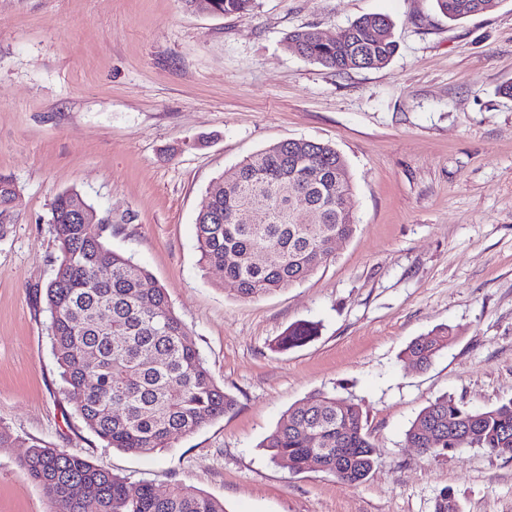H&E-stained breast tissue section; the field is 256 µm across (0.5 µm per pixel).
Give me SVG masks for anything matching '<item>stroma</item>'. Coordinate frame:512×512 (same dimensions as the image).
<instances>
[{
  "label": "stroma",
  "mask_w": 512,
  "mask_h": 512,
  "mask_svg": "<svg viewBox=\"0 0 512 512\" xmlns=\"http://www.w3.org/2000/svg\"><path fill=\"white\" fill-rule=\"evenodd\" d=\"M383 14L398 51L338 73L289 32L336 35ZM512 0L451 22L435 0H255L245 17L183 0H0V175L17 195L0 235V512H59L20 468L38 444L129 483L182 484L226 512H512V458L407 447L447 394L512 399ZM286 139L332 144L351 174L353 235L304 281L244 300L199 264L195 219L216 178ZM80 192L112 221L109 245L165 288L237 405L151 457L85 428L51 351L45 286L55 196ZM318 336L279 352L293 323ZM440 327L427 368L404 360ZM360 403L378 459L361 483L296 472L263 446L315 393Z\"/></svg>",
  "instance_id": "stroma-1"
}]
</instances>
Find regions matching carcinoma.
I'll use <instances>...</instances> for the list:
<instances>
[{
  "label": "carcinoma",
  "mask_w": 512,
  "mask_h": 512,
  "mask_svg": "<svg viewBox=\"0 0 512 512\" xmlns=\"http://www.w3.org/2000/svg\"><path fill=\"white\" fill-rule=\"evenodd\" d=\"M211 12L245 17L253 0H205ZM500 0H436L450 21L494 10ZM305 60L336 72L376 69L395 55L389 20L361 17L324 42L315 28L288 34ZM351 179L345 158L330 144L288 139L246 157L227 177L208 188V203L196 218L201 262L224 271V289L251 299L289 288L327 264L336 239L355 231L348 205ZM16 188L0 177V231L11 221ZM83 212L96 215L89 226ZM258 207L260 224H244L239 215ZM48 223L59 258L45 288L51 347L75 411L84 425L112 448L151 456L170 447L177 436L194 432L236 406L207 368L191 332L176 314L163 287L130 257L111 249L112 227L76 191L59 193ZM276 255L272 263L257 259ZM110 279H100L101 268ZM108 311L110 317L101 316ZM313 322L299 323L276 342L285 351L318 335ZM446 328L415 338L404 356L428 366L448 345ZM440 441L429 443L428 435ZM406 443L433 456L461 447L512 456V399L473 408L443 395L423 408L406 431ZM270 459L304 472L332 473L346 484L365 480L377 446L365 429L363 412L353 400L313 394L288 409L266 438ZM26 475L48 499L58 503L73 485L84 489L68 512H225L205 493L176 485L159 494L149 484L132 485L95 467L87 458L54 448L29 447L22 460Z\"/></svg>",
  "instance_id": "carcinoma-1"
}]
</instances>
